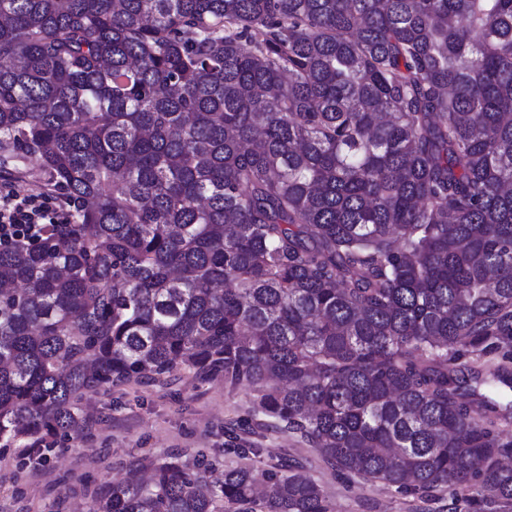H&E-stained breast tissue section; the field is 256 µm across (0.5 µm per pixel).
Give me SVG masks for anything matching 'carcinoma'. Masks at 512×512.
I'll use <instances>...</instances> for the list:
<instances>
[{"label":"carcinoma","instance_id":"obj_1","mask_svg":"<svg viewBox=\"0 0 512 512\" xmlns=\"http://www.w3.org/2000/svg\"><path fill=\"white\" fill-rule=\"evenodd\" d=\"M0 152L78 214L0 248L18 473L181 369L341 476L512 512V0H0ZM235 451L90 512H333Z\"/></svg>","mask_w":512,"mask_h":512}]
</instances>
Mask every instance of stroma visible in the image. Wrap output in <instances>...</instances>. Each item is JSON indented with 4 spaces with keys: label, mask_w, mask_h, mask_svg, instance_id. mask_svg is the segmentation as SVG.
Here are the masks:
<instances>
[{
    "label": "stroma",
    "mask_w": 512,
    "mask_h": 512,
    "mask_svg": "<svg viewBox=\"0 0 512 512\" xmlns=\"http://www.w3.org/2000/svg\"><path fill=\"white\" fill-rule=\"evenodd\" d=\"M83 405L89 412L83 438L57 443L39 475H16L12 452L0 454V512H73L88 489L120 481L144 456L205 460L217 474L240 462L228 447L232 435L261 448L266 465L288 460L304 466L326 489L336 512L467 510L466 503L447 498L425 507L378 483L342 479L299 437L266 429L250 392L227 391L220 380L179 372L163 386L131 384L85 395Z\"/></svg>",
    "instance_id": "stroma-1"
}]
</instances>
